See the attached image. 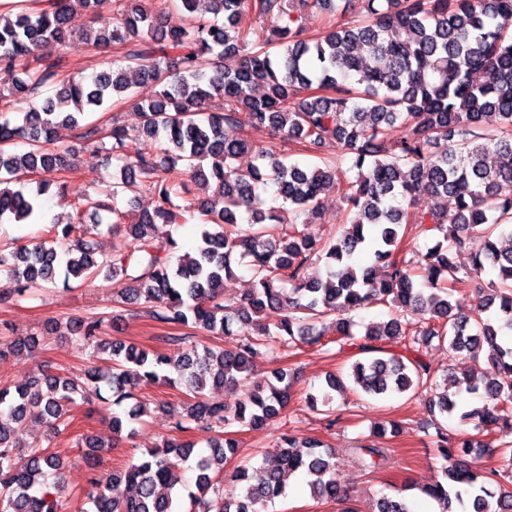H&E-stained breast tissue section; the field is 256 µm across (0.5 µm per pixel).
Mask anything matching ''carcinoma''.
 Here are the masks:
<instances>
[{
    "mask_svg": "<svg viewBox=\"0 0 512 512\" xmlns=\"http://www.w3.org/2000/svg\"><path fill=\"white\" fill-rule=\"evenodd\" d=\"M308 1L336 16V26L309 34L294 0H206L205 10L201 0H39V8L18 0L7 11L0 4V68L17 72L11 87L0 90V112L20 114L15 122L0 121V221L31 222L51 187L42 180L33 192L15 189V175L67 170L64 153L51 148L60 131H67L73 151L101 134L87 114L107 110L136 84L159 86L153 98L133 103L131 122L112 124L110 143H101L119 167L112 197L148 190L153 212L124 225L126 240L100 259L85 240L89 227L83 221L86 210L100 204L89 198L71 203L73 214L52 222L46 237L0 251V305L30 284H54L61 276L67 286L72 279L100 277L124 301H144L159 322L234 337L224 347H195L174 358L132 343L100 342L101 320L95 317L73 322L69 333L107 353L111 368L71 377L37 369L22 385L0 386V512L64 507L60 457L46 448L24 454L12 441L32 409L59 433L78 402L101 399L107 389L115 406L134 401L125 418L112 416L120 435L124 423L137 424L145 414L137 389L157 382L191 395L174 428L209 433V452L196 455L195 444L166 438L111 472L98 470L92 460L90 509L79 512H187V498L199 512H264L286 495L297 472L307 477L313 496L354 512L336 481L334 449L286 432L277 450L264 456L256 482L243 466L233 473L240 491H224L221 480L238 448L230 428L277 419L293 397L296 378L276 369L244 389L232 407L224 405V387L246 380L260 348L320 345L330 331L343 336L339 350L359 356L348 379L363 393L425 392L431 413L445 418L458 412L494 435L474 443L437 429V450L447 465L442 480L421 492L440 512H512V491L501 483L512 472L485 471L479 464L486 453L512 448V344L502 339V330L512 331V248H502L496 238L512 235V0H364L365 15L357 21L345 18L338 0H301ZM76 5L98 24L83 33L86 41L122 45L125 52L121 64L88 79L60 81L57 63L41 50L72 37ZM172 9L183 24H166ZM223 57L237 60L236 66L221 68ZM214 98L224 100L222 110L209 109ZM246 124L270 127L320 163H288L272 148L226 134ZM397 124L403 135L394 138ZM143 136L163 141V147L141 152L137 141ZM18 142L28 150L13 151ZM332 143L340 150L338 161L324 156ZM249 153L258 164L243 171L236 162ZM259 183L276 187L279 206L263 208L255 193ZM191 184L204 194L198 205L189 197ZM331 189L339 190L351 218L338 237L317 240L300 226L318 223L321 195ZM423 194L439 205L413 209L414 198ZM194 208L203 221L194 253L173 265L159 252L138 274H129L136 263L132 242ZM406 224L419 226L434 244L424 253L408 251L400 237ZM477 240L473 268L462 273L448 253L466 251ZM363 251L372 264L357 269L354 257ZM235 256L247 261L254 288L231 302L224 300V276ZM315 257L329 267L324 280L308 274ZM487 267L497 280L471 312L454 311L456 285ZM374 302L394 307L395 314L366 326L360 337L349 321L329 320ZM435 337L448 339L454 353H488L497 377L438 375L423 356ZM400 339L407 354L381 356L385 349L376 342ZM326 383L329 391L307 394L309 408L329 404L330 392L346 388L336 375ZM351 453L370 471L387 458L386 449L371 445ZM184 468L196 471L195 493L183 492ZM122 484L126 493L107 494ZM377 512L411 510L404 497H383Z\"/></svg>",
    "mask_w": 512,
    "mask_h": 512,
    "instance_id": "1",
    "label": "carcinoma"
}]
</instances>
